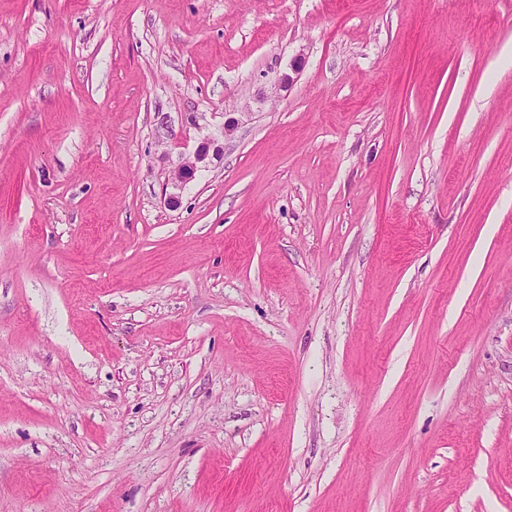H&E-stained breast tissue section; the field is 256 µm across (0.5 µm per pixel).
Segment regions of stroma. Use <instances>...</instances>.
Instances as JSON below:
<instances>
[{
  "label": "stroma",
  "mask_w": 512,
  "mask_h": 512,
  "mask_svg": "<svg viewBox=\"0 0 512 512\" xmlns=\"http://www.w3.org/2000/svg\"><path fill=\"white\" fill-rule=\"evenodd\" d=\"M0 512H512V0H0ZM209 151V143L203 142L196 148L192 155L186 158L178 170L174 172L171 180L176 189L190 181L195 176L199 168L205 167Z\"/></svg>",
  "instance_id": "1"
}]
</instances>
